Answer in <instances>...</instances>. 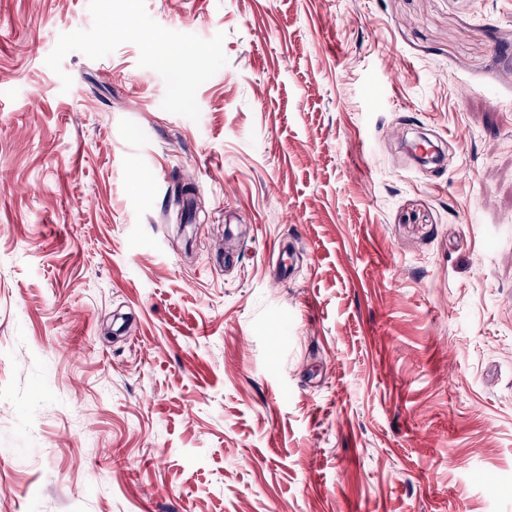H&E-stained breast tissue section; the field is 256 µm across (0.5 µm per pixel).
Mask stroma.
Segmentation results:
<instances>
[{
	"mask_svg": "<svg viewBox=\"0 0 512 512\" xmlns=\"http://www.w3.org/2000/svg\"><path fill=\"white\" fill-rule=\"evenodd\" d=\"M0 512H512V0H0Z\"/></svg>",
	"mask_w": 512,
	"mask_h": 512,
	"instance_id": "obj_1",
	"label": "stroma"
}]
</instances>
